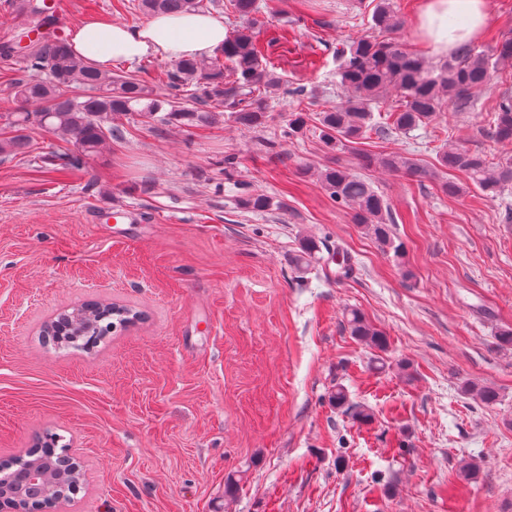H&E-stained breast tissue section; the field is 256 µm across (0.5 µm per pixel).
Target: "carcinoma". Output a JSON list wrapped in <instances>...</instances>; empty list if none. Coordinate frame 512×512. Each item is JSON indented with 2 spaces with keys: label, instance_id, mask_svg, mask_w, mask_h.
Masks as SVG:
<instances>
[{
  "label": "carcinoma",
  "instance_id": "carcinoma-1",
  "mask_svg": "<svg viewBox=\"0 0 512 512\" xmlns=\"http://www.w3.org/2000/svg\"><path fill=\"white\" fill-rule=\"evenodd\" d=\"M40 0H16L17 10L38 16L43 26L50 19L38 7ZM130 10L147 15L179 14L204 8L203 0H133ZM226 8L242 25L224 41L212 58H182L171 71L164 70L149 86L139 74L149 71V64L133 61L132 69L115 74L100 69L94 62L77 57L67 40L48 32L36 38L23 30L13 39L0 42V62L8 63L21 54L26 75L14 82L15 96L26 105L17 125L24 129L36 124L58 139L71 144L72 152L52 155V162L62 170H79L84 158L120 137L112 126V116L135 112L159 124L180 123L190 127L219 122L229 113L236 123L247 128L266 125L273 91L281 87V78L264 63L262 46L255 36L258 0H228ZM373 27L391 34L401 22L390 0H379L372 16ZM340 86L344 99L318 113V130L323 144L331 151L340 150L365 136L372 120V107L391 93L398 98L390 130L406 134L436 118L451 104L458 112L475 107V94L490 84L498 65L512 63V34L503 35L486 51H477L469 41L457 44L451 55L432 64L424 57L406 51L392 38L362 37L341 51ZM231 64L234 79L224 76V62ZM191 97L207 109L180 105L182 97ZM491 141L512 145V91L498 95L492 121L482 129ZM365 166L376 164L391 172H404L421 179L432 173L401 154L372 156L360 154ZM440 163L464 173L471 184L492 198L512 188V158L496 167L484 156L466 148L443 152ZM319 179L330 197L352 210L354 223L360 224L380 244L393 246L388 207L371 184L343 167L320 171ZM239 203L246 209L261 211L271 205L263 194L247 193ZM125 310L117 309L86 324L83 308L66 314L67 325H57L62 343L89 347L110 332L114 323H127ZM350 336L378 350L386 347L383 332L358 310L346 313ZM463 392L484 405L498 400L491 386L466 382ZM56 450V437L46 435L29 452L33 459H47Z\"/></svg>",
  "mask_w": 512,
  "mask_h": 512
}]
</instances>
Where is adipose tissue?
<instances>
[{"label":"adipose tissue","instance_id":"adipose-tissue-1","mask_svg":"<svg viewBox=\"0 0 512 512\" xmlns=\"http://www.w3.org/2000/svg\"><path fill=\"white\" fill-rule=\"evenodd\" d=\"M460 18L451 26L450 18ZM487 26L485 0H423L416 31L432 54H449L457 41L476 38ZM227 36L222 21L204 12L151 18L139 27L100 21L84 22L69 33L74 53L101 68L116 61H133L151 55L176 60L206 58Z\"/></svg>","mask_w":512,"mask_h":512}]
</instances>
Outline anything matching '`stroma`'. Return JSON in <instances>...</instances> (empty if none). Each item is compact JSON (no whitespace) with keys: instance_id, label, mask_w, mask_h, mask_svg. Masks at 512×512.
Instances as JSON below:
<instances>
[{"instance_id":"35a3bbf8","label":"stroma","mask_w":512,"mask_h":512,"mask_svg":"<svg viewBox=\"0 0 512 512\" xmlns=\"http://www.w3.org/2000/svg\"><path fill=\"white\" fill-rule=\"evenodd\" d=\"M60 2L71 27L148 20L117 0ZM274 2L256 28L284 86L266 128L117 115L123 139L76 174L48 164L61 142L37 126L25 152L0 153V460L47 432L72 448L81 483L60 512H512V347L497 341L512 327V224L500 219L512 190L438 185L467 181L440 167L449 147L512 155L478 132L512 66L476 111L332 152L316 114L341 101L337 49L378 37L376 0ZM299 108L307 127L291 139ZM392 151L438 180L360 163ZM336 166L384 198L394 248L330 198L318 173ZM246 190L273 207L242 209ZM115 208L129 220L110 223ZM307 236L318 250L304 270ZM342 259L350 277L331 279ZM91 298L142 318L89 350L43 342L46 323ZM349 309L385 350L350 336ZM466 381L496 389L497 404L462 393ZM339 385L372 423L331 403ZM470 461L478 478L462 471Z\"/></svg>"}]
</instances>
